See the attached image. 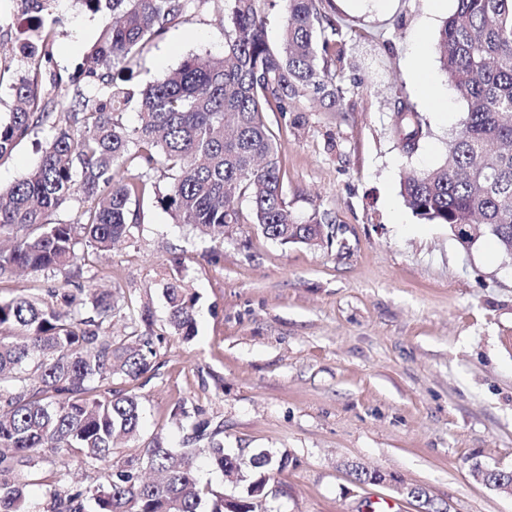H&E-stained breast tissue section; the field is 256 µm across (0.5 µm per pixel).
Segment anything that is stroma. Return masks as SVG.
Instances as JSON below:
<instances>
[{
    "label": "stroma",
    "mask_w": 512,
    "mask_h": 512,
    "mask_svg": "<svg viewBox=\"0 0 512 512\" xmlns=\"http://www.w3.org/2000/svg\"><path fill=\"white\" fill-rule=\"evenodd\" d=\"M324 27H335L328 68L344 95L335 107L294 100L301 125L276 112L266 119L282 144L286 200L302 221L322 218L316 246L283 245L250 223L233 225L223 243L173 223L155 202L139 206L140 233L107 252H90L82 282L119 287L114 339L159 335L152 372L115 388L140 397L139 436L114 461L139 453L156 433L178 445L170 417L197 408L222 424L225 448L291 458L274 474L265 512H416L390 486L356 485L359 463L394 473L447 501L450 512H512V495L472 475L474 466L512 470V261L489 239L463 247L444 224L419 220L400 194V179L441 164L465 118L432 45L455 0H317ZM42 15L55 37L51 71L89 93L87 57L103 26L81 0H0V120L12 85L31 61L21 31ZM431 48L419 59V41ZM221 0H195L143 51L134 90L157 83L195 56L224 52ZM425 67L447 111L420 94ZM426 124L405 153L401 106ZM45 133L21 142L0 162L9 188L40 161ZM183 281L198 297L197 334L184 340L167 325L163 288ZM150 308L152 326L133 312ZM102 468L61 463L26 493L32 512L73 485L97 486Z\"/></svg>",
    "instance_id": "stroma-1"
}]
</instances>
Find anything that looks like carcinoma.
<instances>
[{
    "mask_svg": "<svg viewBox=\"0 0 512 512\" xmlns=\"http://www.w3.org/2000/svg\"><path fill=\"white\" fill-rule=\"evenodd\" d=\"M194 0H82L105 22L91 51L87 77L98 93L75 112H56L39 94L53 30L39 18L36 40L24 48L34 69L12 85L14 105L0 122V161L30 135L48 131L38 165L0 191V279L18 270L61 277L46 298L0 296V512H30L24 479L51 456L67 464L109 461L114 441L142 425L140 397L112 388L153 369V336L112 338L121 311L116 292L84 288L85 253L105 251L139 232L134 207L147 194L176 224L224 241L232 224L258 225L282 244L322 239V221L302 222L286 202L280 143L265 113L286 115L292 102L314 95L336 103L342 88L320 63L330 44L317 45L322 17L316 0H287L279 48L269 46L257 0H224V56H194L140 92L112 71L133 72L144 48L187 12ZM443 70L466 107L460 130L439 166L401 181V196L431 224H478L512 260V0H456L438 32ZM137 101L138 124L122 115ZM411 154L423 120L402 107ZM162 167L165 189L154 181ZM247 201L248 209L241 207ZM76 203L69 220L54 218ZM169 327L195 336L197 297L180 280L166 283ZM222 424L196 422L183 448L155 435L140 453L112 466L96 488L73 486L46 512H264L271 472L290 457L228 453ZM204 453L220 472L247 482L232 497L199 481Z\"/></svg>",
    "mask_w": 512,
    "mask_h": 512,
    "instance_id": "cac0c4a2",
    "label": "carcinoma"
}]
</instances>
